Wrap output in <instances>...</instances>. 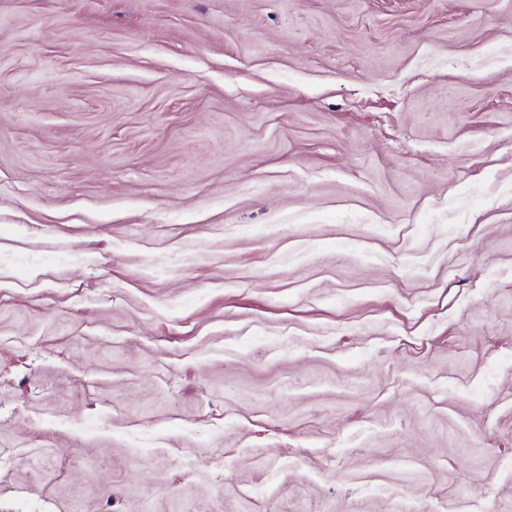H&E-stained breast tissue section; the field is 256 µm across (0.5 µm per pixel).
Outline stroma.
<instances>
[{
  "mask_svg": "<svg viewBox=\"0 0 512 512\" xmlns=\"http://www.w3.org/2000/svg\"><path fill=\"white\" fill-rule=\"evenodd\" d=\"M0 512H512V0H0Z\"/></svg>",
  "mask_w": 512,
  "mask_h": 512,
  "instance_id": "1",
  "label": "stroma"
}]
</instances>
